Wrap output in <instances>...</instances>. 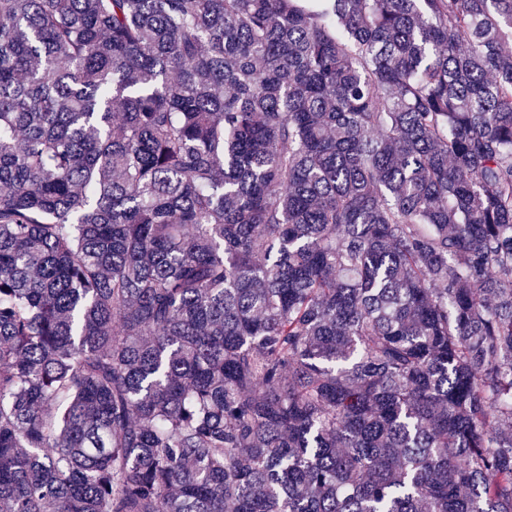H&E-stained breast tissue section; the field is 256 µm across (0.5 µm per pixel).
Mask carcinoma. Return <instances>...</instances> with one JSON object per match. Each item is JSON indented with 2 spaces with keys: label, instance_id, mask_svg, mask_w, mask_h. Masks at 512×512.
<instances>
[{
  "label": "carcinoma",
  "instance_id": "carcinoma-1",
  "mask_svg": "<svg viewBox=\"0 0 512 512\" xmlns=\"http://www.w3.org/2000/svg\"><path fill=\"white\" fill-rule=\"evenodd\" d=\"M512 0H0V512H512Z\"/></svg>",
  "mask_w": 512,
  "mask_h": 512
}]
</instances>
